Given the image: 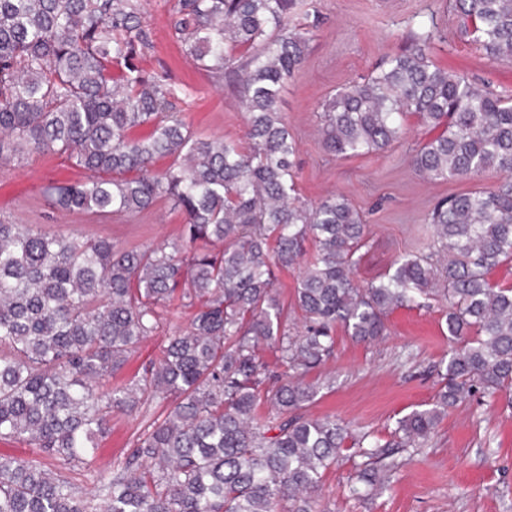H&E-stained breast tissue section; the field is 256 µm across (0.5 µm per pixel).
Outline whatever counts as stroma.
I'll list each match as a JSON object with an SVG mask.
<instances>
[{"instance_id":"35a3bbf8","label":"stroma","mask_w":512,"mask_h":512,"mask_svg":"<svg viewBox=\"0 0 512 512\" xmlns=\"http://www.w3.org/2000/svg\"><path fill=\"white\" fill-rule=\"evenodd\" d=\"M171 0H149L144 25L150 46L143 67L162 74L179 91L177 108L191 131L201 137L245 138L248 116L229 81L213 82L179 50L171 32ZM304 11L318 10L321 23L311 32L308 53L281 93L280 109L297 141V188L303 200L317 203L335 193L344 196L368 225L361 251L358 284L379 281L395 258L423 253L431 241L427 220L436 202L498 182L495 172L450 182H430L409 159L425 131L410 124L404 139L386 151L339 158L329 153L318 133L324 101L336 89L367 74L402 52L414 15L435 12L447 39L430 51L441 68L512 96V59H489L461 39L449 0H304ZM61 159L32 155L0 163V218L19 224L52 225L64 235L110 237L120 248L159 245L178 239L183 223L169 200L134 215L95 212L54 213L41 192L50 179L76 178ZM181 309L165 313L153 336L137 348L120 380H128L143 362L159 356L175 329L186 327ZM384 339L354 341L344 328L334 332V353L306 379L320 392L305 412L313 418L333 415L353 434L389 439L399 418L431 406L439 389L435 372L450 350L444 310L436 300L400 307L387 318ZM165 401L146 412L113 414L102 443L103 463H112ZM357 457L340 458L325 471L315 512H512V408L503 396L475 393L449 408L435 432L374 498L357 495L349 476Z\"/></svg>"}]
</instances>
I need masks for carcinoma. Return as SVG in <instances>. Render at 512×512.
I'll return each mask as SVG.
<instances>
[{
    "label": "carcinoma",
    "instance_id": "1",
    "mask_svg": "<svg viewBox=\"0 0 512 512\" xmlns=\"http://www.w3.org/2000/svg\"><path fill=\"white\" fill-rule=\"evenodd\" d=\"M147 4L0 0V162L55 156L81 174L44 188L62 215H130L168 199L184 217L178 240L142 248L0 219V443L36 449L0 454V512H315L349 439L365 458L356 480L375 495L405 464L399 449L421 447L448 408L477 391L512 394V286L489 278L512 263V97L437 66L428 49L444 33L419 13L402 53L325 100L320 133L339 157L387 150L413 118L435 132L414 150L415 172L434 182L500 174L492 190L438 201L431 250L361 287L363 214L340 195L309 205L296 192L297 144L279 99L309 42L297 0H175L172 35L195 67L241 76L246 144L195 135L175 88L138 65ZM452 6L488 58L512 57V0ZM310 240L317 254L305 263ZM299 264L293 336L275 281ZM430 297L445 304L455 344L431 407L399 418L385 441L300 413L336 325L370 343L393 310ZM175 302L188 326L112 385ZM158 398L171 402L127 453L94 467L112 413ZM82 468L94 469L101 502L66 475Z\"/></svg>",
    "mask_w": 512,
    "mask_h": 512
}]
</instances>
